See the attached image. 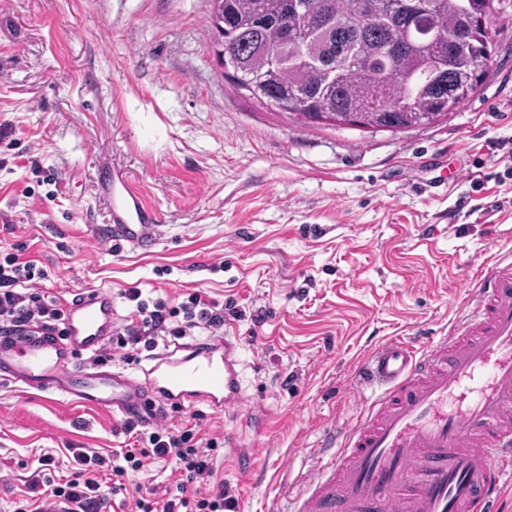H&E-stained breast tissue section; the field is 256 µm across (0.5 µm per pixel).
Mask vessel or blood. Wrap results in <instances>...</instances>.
<instances>
[{"label":"vessel or blood","instance_id":"vessel-or-blood-1","mask_svg":"<svg viewBox=\"0 0 512 512\" xmlns=\"http://www.w3.org/2000/svg\"><path fill=\"white\" fill-rule=\"evenodd\" d=\"M110 240L149 250L159 212L103 170ZM63 333L31 328L0 334V380L83 407L147 420L162 403L199 399L217 413L241 394L239 340L215 335L155 356L143 375L80 358L116 328L111 293L65 302ZM363 382L377 396L343 437L329 435L321 463L294 506L272 512H499L512 486V258L476 284L464 317L435 341L390 338L372 349Z\"/></svg>","mask_w":512,"mask_h":512}]
</instances>
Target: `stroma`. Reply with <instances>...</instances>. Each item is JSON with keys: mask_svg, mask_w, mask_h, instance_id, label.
I'll list each match as a JSON object with an SVG mask.
<instances>
[{"mask_svg": "<svg viewBox=\"0 0 512 512\" xmlns=\"http://www.w3.org/2000/svg\"><path fill=\"white\" fill-rule=\"evenodd\" d=\"M210 0H0V261L88 288L224 302L242 339L245 406L201 403L204 438L240 512L301 491L330 428L357 421L353 385L390 336L446 335L480 275L512 255V8L491 24L479 86L450 117L402 131L298 121L245 96L212 50ZM121 168L161 216L150 252L105 236L94 184ZM123 418L0 381V512L43 454L135 441ZM251 460V471L238 459Z\"/></svg>", "mask_w": 512, "mask_h": 512, "instance_id": "stroma-1", "label": "stroma"}]
</instances>
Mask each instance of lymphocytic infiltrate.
Wrapping results in <instances>:
<instances>
[{
    "label": "lymphocytic infiltrate",
    "mask_w": 512,
    "mask_h": 512,
    "mask_svg": "<svg viewBox=\"0 0 512 512\" xmlns=\"http://www.w3.org/2000/svg\"><path fill=\"white\" fill-rule=\"evenodd\" d=\"M46 278L33 262L16 256L0 263V333L31 325L48 330L61 328L64 309L59 301L44 294L42 282ZM123 297L133 309L127 323L113 337L111 351L99 354V361L116 353L127 363L137 364L143 353L170 345L193 330L215 334L224 327L223 304L196 292L176 306L160 299L146 300L137 287L126 289ZM121 431L136 438L146 437L147 447L125 449L121 462L115 464L98 454L74 453L79 470L63 484L50 475V459H42L40 469L27 480L29 492L35 495V508L20 505L14 512H112L115 497L125 491L130 475L146 470L157 460L170 466L171 484L163 499H136L137 512H237V499L217 477L218 444L212 439L202 440L196 424L176 430L160 427L146 434L136 421L127 419ZM107 466L112 469V485L108 488L94 476L96 470Z\"/></svg>",
    "instance_id": "lymphocytic-infiltrate-1"
}]
</instances>
